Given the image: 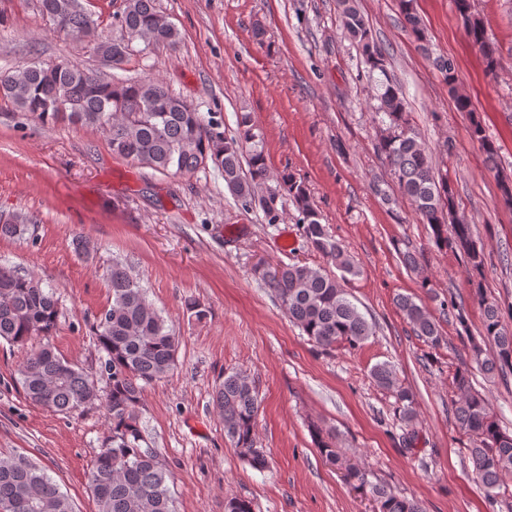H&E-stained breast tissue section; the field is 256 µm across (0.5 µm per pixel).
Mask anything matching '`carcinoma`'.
Listing matches in <instances>:
<instances>
[{"mask_svg":"<svg viewBox=\"0 0 512 512\" xmlns=\"http://www.w3.org/2000/svg\"><path fill=\"white\" fill-rule=\"evenodd\" d=\"M471 42L479 48L487 68L497 65L496 48L483 20L472 13L470 0H454ZM345 32L361 56L368 73L376 78L377 111L394 135L379 142V151L397 179L398 190L429 226L434 242L462 252L471 276L483 275L485 258L473 239L471 225L452 216L454 191L448 179L436 174L432 159L418 136L408 128L407 102L401 88L388 76L385 49L374 40L357 0H338ZM57 33L89 38L105 64L118 65L134 44L176 47L180 33L161 13L155 0H122L112 30L101 31L81 0H38ZM404 27L415 39H426L415 0H399ZM435 64L448 82L455 109L474 111L469 96L457 85L455 64L438 57ZM0 98L42 124H69L105 131L112 151L161 173L183 174L201 168L203 160L218 165L228 191L248 205L265 184L268 169L262 137L248 114L242 115L236 137H228L214 117H207L186 100L172 95L155 77L136 81L105 82L92 70L65 63L37 62L0 74ZM471 137L496 163L498 148L480 121L471 125ZM250 145L249 171L242 168V145ZM300 213L305 237L341 272L336 276L305 265H266L259 274L266 288L281 303L289 320L321 348L338 343L356 346L372 335V326L349 299L341 281L360 273L342 244L319 221L306 186L292 174L282 176ZM29 218L17 217L0 224V238L23 233ZM112 304L93 323L101 368L109 389L99 394L93 376L57 354L52 337L61 310L50 289L33 275H20L0 266V340L25 346L35 343L17 368L19 382L34 404L59 414H69L101 402L109 434L102 442L88 475V489L97 512H176L169 475L150 448L140 424L139 405L146 386L167 377L174 369L176 338L166 320L149 303L146 291L126 268L114 264L109 273ZM483 307L481 336L492 346L472 344L471 360L488 377L502 380L512 375V326L503 318L497 301L479 295ZM396 303L416 336L432 347L442 342L441 332L428 308L408 296ZM371 377L390 391L404 424L402 440L411 445L417 437L418 411L412 390L399 384L387 362L375 365ZM453 385L459 391L454 403L457 428L473 441L469 449L473 473L487 494L500 487L502 475L512 472V433L501 428L489 399L476 390L468 369H458ZM213 403L224 421V436L259 470L268 467L257 448L256 417L259 394L241 373H230L216 387ZM317 446L331 466L344 468L346 482L370 495L377 512H425L415 499L395 494L372 483L360 468L342 462L340 450L321 439ZM6 512H74L69 496L39 464L23 456L0 460V509Z\"/></svg>","mask_w":512,"mask_h":512,"instance_id":"obj_1","label":"carcinoma"}]
</instances>
